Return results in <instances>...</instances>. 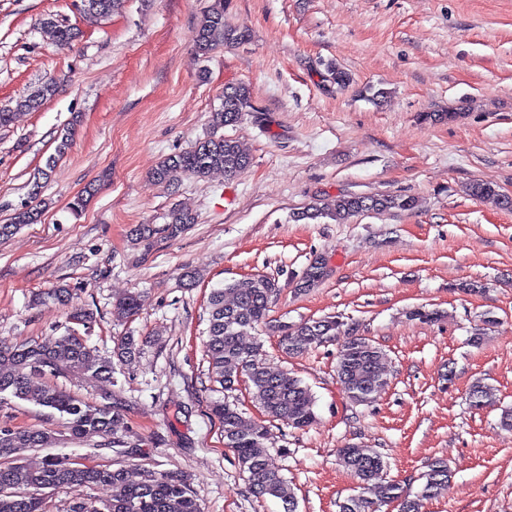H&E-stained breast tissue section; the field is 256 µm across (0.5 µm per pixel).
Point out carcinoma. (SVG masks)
Returning a JSON list of instances; mask_svg holds the SVG:
<instances>
[{"instance_id": "cac0c4a2", "label": "carcinoma", "mask_w": 512, "mask_h": 512, "mask_svg": "<svg viewBox=\"0 0 512 512\" xmlns=\"http://www.w3.org/2000/svg\"><path fill=\"white\" fill-rule=\"evenodd\" d=\"M80 2L83 13L98 17L111 15L121 5V0ZM42 28L59 47L70 45L77 37L75 29L52 18L43 20ZM246 40V32L224 22V0H214L194 33L196 51L204 57L221 45ZM55 90L56 82H46L20 96L16 109L36 110ZM249 107L247 87H225L220 105L209 115L210 133L190 150L164 158L153 171V178L171 186L184 176L203 181L215 171L223 172L228 179L243 174L250 165L249 156L236 140L224 136L220 130L238 123ZM468 192L481 201L512 207V198L491 185L473 183ZM416 207L417 200L413 196L339 194L297 213L296 218L328 217L340 224L365 213L390 209L412 211ZM45 208L44 204H25L14 209L9 222L0 224V238H7L28 224L39 223ZM192 222L191 214L174 208L163 226L139 224L132 235L150 248L159 237H179ZM325 275L323 260L315 258L303 272L300 287L313 288ZM278 292V281L267 276L236 281L212 290L207 300L205 356L210 378L222 389L232 391L240 381H245L252 402L268 421L302 430L316 421L310 388L288 370L268 362L260 346H247L242 342V336L248 331L267 323L271 303ZM139 306V296L130 292L113 302L112 315L128 318L138 312ZM342 326L339 317L326 316L299 324L281 322L276 330L280 333L282 350L289 355L303 353L344 335L337 355V377L351 400L366 404L388 386L382 364L384 352L368 338L344 331ZM141 346L142 341L135 336H123L109 356L69 331L41 342L0 347V395L8 394L59 415L72 440L109 439L125 427L123 410L118 403L91 404L48 384L45 378L76 373L112 384L117 368L134 360ZM468 398L475 408L491 406L495 403L494 389L478 379L471 384ZM211 411L222 426L224 447L233 450L242 471L248 474L251 493L257 498L277 499L282 512H297L293 489L271 464L270 427L262 421H246L238 407L225 399L214 401ZM54 441L53 434L44 430L0 426V459L9 461L8 465L0 466V512H45L43 492L46 489L77 491L99 487L111 490L100 505H95L90 498L76 496L69 502L67 512H201L187 478L177 473L142 469L134 477L125 467L89 468L76 459L59 455L45 456L36 467L20 462L23 452L48 448ZM338 456L354 477L374 488L378 501L395 504L397 512H421L422 501L439 496L451 476L447 462L431 461L421 476L420 490L413 495L400 483L383 479L385 464L373 449L365 445L340 448ZM340 512H376L375 502L352 496L340 506Z\"/></svg>"}]
</instances>
